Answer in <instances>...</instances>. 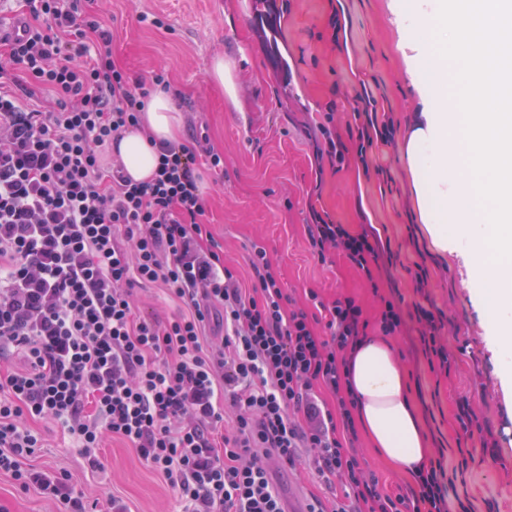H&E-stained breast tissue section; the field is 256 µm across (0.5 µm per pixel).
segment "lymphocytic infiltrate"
I'll list each match as a JSON object with an SVG mask.
<instances>
[{"mask_svg":"<svg viewBox=\"0 0 512 512\" xmlns=\"http://www.w3.org/2000/svg\"><path fill=\"white\" fill-rule=\"evenodd\" d=\"M84 0H17L19 32L0 35V475L24 491L90 512L62 471L27 462L42 447L38 422L77 437L89 468L112 436L174 490L182 512H286L267 462L295 468L310 454L338 479L352 512H449L452 483L429 459L410 493L364 476L348 357L367 322L351 298L326 308L329 337L289 309L264 248L240 287L203 244L206 203L197 165L223 166L207 134L161 147L151 180L136 182L102 148L139 127L162 74L131 77L112 57V31L83 14ZM43 90L52 103L35 108ZM317 249L340 250L373 279L379 242L345 225H311ZM161 285L183 311L160 322L139 312L135 286ZM224 338L208 339L213 305ZM321 384L335 408L317 403ZM229 403H222L223 389ZM236 419L223 429L224 407Z\"/></svg>","mask_w":512,"mask_h":512,"instance_id":"lymphocytic-infiltrate-1","label":"lymphocytic infiltrate"}]
</instances>
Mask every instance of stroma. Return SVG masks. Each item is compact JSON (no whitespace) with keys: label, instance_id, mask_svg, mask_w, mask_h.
<instances>
[{"label":"stroma","instance_id":"35a3bbf8","mask_svg":"<svg viewBox=\"0 0 512 512\" xmlns=\"http://www.w3.org/2000/svg\"><path fill=\"white\" fill-rule=\"evenodd\" d=\"M277 3L282 69L256 34L252 0H94L91 10L112 28L114 59L135 78L164 73L185 126L205 125L223 155V169L201 164L197 172L225 265L249 285L252 248L265 247L291 308L315 313L312 290L328 306L354 298L370 336L379 333L382 297L400 299L406 325L393 340L430 454L443 456L454 484L451 512H512V389L502 382V355L486 341L495 313L480 306L463 258L433 248L416 194L428 173L410 169L404 155L422 103L394 22L402 0ZM218 54L235 96L209 79ZM363 109L391 122L392 135L362 157L354 114ZM330 138L344 145L343 161L327 154ZM318 214L350 232L380 236L379 292L340 251L312 247L309 226ZM419 265L427 270L421 291L411 275ZM421 306L440 318L449 373L431 372L421 352ZM43 435L46 446L32 464L69 471L98 512H108L115 494L132 512H180L175 493L122 441H107L100 451L104 469L95 472L62 427L44 425ZM268 467L288 512H305L314 496L330 508L350 505L341 490L323 483L312 461L284 470L272 460ZM0 501L10 512L63 510L6 475Z\"/></svg>","mask_w":512,"mask_h":512}]
</instances>
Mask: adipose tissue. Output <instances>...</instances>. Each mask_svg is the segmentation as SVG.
<instances>
[{
	"mask_svg": "<svg viewBox=\"0 0 512 512\" xmlns=\"http://www.w3.org/2000/svg\"><path fill=\"white\" fill-rule=\"evenodd\" d=\"M143 121L142 130L125 134L117 153L137 181L152 176L158 164L157 145L180 142L183 127L181 112L161 89L146 99ZM347 378L356 398L357 419L378 457L401 473L418 474L429 447L393 340L364 337L349 359Z\"/></svg>",
	"mask_w": 512,
	"mask_h": 512,
	"instance_id": "adipose-tissue-1",
	"label": "adipose tissue"
}]
</instances>
